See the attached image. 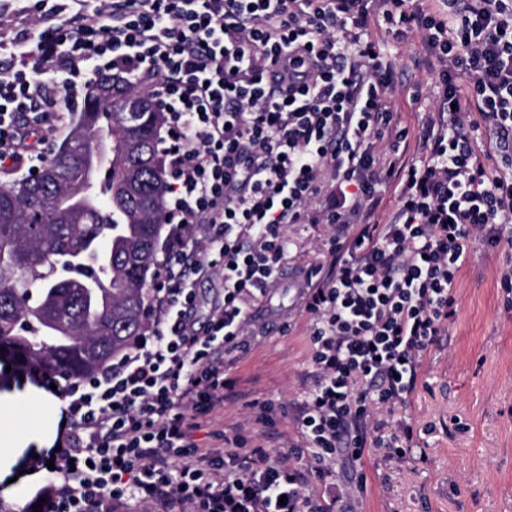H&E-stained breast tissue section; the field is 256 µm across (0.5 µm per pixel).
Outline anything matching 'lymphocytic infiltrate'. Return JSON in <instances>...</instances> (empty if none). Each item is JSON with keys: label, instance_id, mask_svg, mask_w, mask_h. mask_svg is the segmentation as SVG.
Instances as JSON below:
<instances>
[{"label": "lymphocytic infiltrate", "instance_id": "obj_1", "mask_svg": "<svg viewBox=\"0 0 512 512\" xmlns=\"http://www.w3.org/2000/svg\"><path fill=\"white\" fill-rule=\"evenodd\" d=\"M31 24L0 21V173H35L95 74L147 89L167 116L170 192L156 282L133 345L90 375L51 381L60 401L41 512H322L305 489L367 447L405 457L368 425L411 390L454 315L457 275L476 246L512 245V0H29ZM419 33L437 109L408 163L390 94L394 66L367 32ZM501 159L488 174L476 131ZM396 186L388 222L374 214ZM291 224H330L329 273L298 288L318 381L297 418L305 447L271 457L196 447L232 385L226 356L287 264ZM222 268L196 326L191 276ZM307 460L292 469L291 457Z\"/></svg>", "mask_w": 512, "mask_h": 512}]
</instances>
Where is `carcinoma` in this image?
I'll return each mask as SVG.
<instances>
[{"mask_svg": "<svg viewBox=\"0 0 512 512\" xmlns=\"http://www.w3.org/2000/svg\"><path fill=\"white\" fill-rule=\"evenodd\" d=\"M138 92L97 104L95 121L77 113L69 134L42 170L58 184L0 187V356L82 377L126 349L143 328L148 285L154 278L164 207L145 200L167 192L159 144L164 116L151 96L131 131L120 127L118 105ZM112 138V165L90 172L76 161ZM87 204L59 214L65 196ZM57 262V274L43 272Z\"/></svg>", "mask_w": 512, "mask_h": 512, "instance_id": "carcinoma-1", "label": "carcinoma"}]
</instances>
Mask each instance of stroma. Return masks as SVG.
<instances>
[{"label":"stroma","instance_id":"35a3bbf8","mask_svg":"<svg viewBox=\"0 0 512 512\" xmlns=\"http://www.w3.org/2000/svg\"><path fill=\"white\" fill-rule=\"evenodd\" d=\"M385 42L387 56L404 76L392 93L401 123L416 128L435 105L436 78L416 69L418 34L393 38L385 22L369 32ZM331 229L294 224L288 229V265L306 269L328 258ZM512 268V248L477 247L455 285L456 313L423 358L412 389L394 407L377 410L383 436L413 428L412 451L389 458L370 449L361 461L337 462L331 477L310 484L324 512H337L335 495L364 482L354 512H512V297L500 275ZM267 318L284 325L280 334L253 337L242 352L228 356L226 375L234 393L210 414L194 442L206 448L210 433L242 435L246 450L276 455L286 443L302 442L296 418L313 384L309 319L295 289H276L260 301ZM42 389L19 375L0 371V439L14 446L0 458V498L25 512L38 483L27 469L30 458L46 454L57 434L59 414L37 418ZM285 410L275 429L256 424L254 403Z\"/></svg>","mask_w":512,"mask_h":512}]
</instances>
